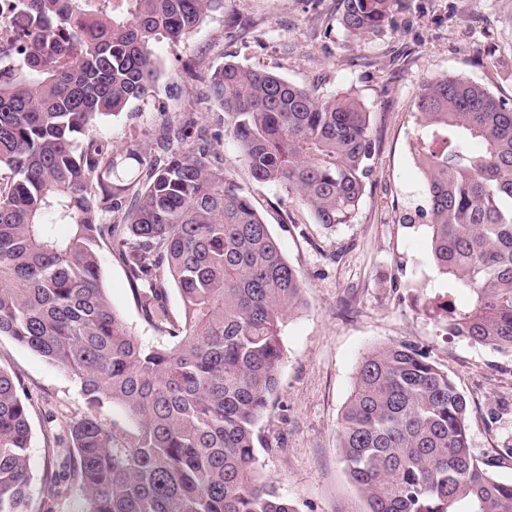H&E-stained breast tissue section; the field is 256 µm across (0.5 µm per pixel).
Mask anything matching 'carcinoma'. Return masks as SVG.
<instances>
[{
    "instance_id": "1",
    "label": "carcinoma",
    "mask_w": 512,
    "mask_h": 512,
    "mask_svg": "<svg viewBox=\"0 0 512 512\" xmlns=\"http://www.w3.org/2000/svg\"><path fill=\"white\" fill-rule=\"evenodd\" d=\"M353 35L392 23L400 0H342ZM223 0H14L0 12V336L68 373L83 408L41 496L31 494V403L0 367V512H296L260 479L256 427L302 301L253 196L204 144L142 156L90 134L150 96L153 45L187 38ZM257 183L299 197L327 228L354 217L372 175L369 113L273 73L226 64L207 80ZM419 218L448 289V333L512 352V101L460 78L416 102ZM64 225L61 235L57 227ZM107 248L155 344L133 336L101 287ZM177 290L183 316L168 308ZM127 425L109 423L106 404ZM468 406L421 351L361 360L343 409L342 460L369 512H512V481L472 454Z\"/></svg>"
}]
</instances>
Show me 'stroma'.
I'll list each match as a JSON object with an SVG mask.
<instances>
[{"label":"stroma","mask_w":512,"mask_h":512,"mask_svg":"<svg viewBox=\"0 0 512 512\" xmlns=\"http://www.w3.org/2000/svg\"><path fill=\"white\" fill-rule=\"evenodd\" d=\"M160 75L152 96L96 120L103 143L153 156L168 126L196 119L225 171L255 199L303 286L286 319L279 384L258 423L264 479L297 512H367L342 461L338 426L362 357L405 343L447 372L468 403L470 446L499 479L512 481V354L448 333L436 307L449 293L430 253L431 229L407 215L424 206L425 184L413 143L415 99L444 75L474 81L512 100V0H402L393 24L361 36L343 27L339 0H224L187 39L156 42ZM272 72L324 97L348 94L370 114L373 173L350 223L314 221L296 196L252 181L224 115L209 110L204 77L226 63ZM101 283L129 331L156 334L141 317L120 262L101 254ZM0 366L14 372L32 404L30 465H56L45 437L65 435L83 406L78 385L43 357L0 337Z\"/></svg>","instance_id":"35a3bbf8"}]
</instances>
